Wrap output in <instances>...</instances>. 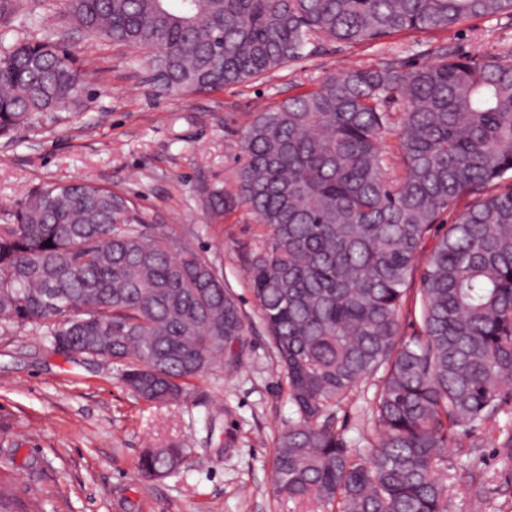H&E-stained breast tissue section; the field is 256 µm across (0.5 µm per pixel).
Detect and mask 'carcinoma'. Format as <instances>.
<instances>
[{
	"label": "carcinoma",
	"mask_w": 512,
	"mask_h": 512,
	"mask_svg": "<svg viewBox=\"0 0 512 512\" xmlns=\"http://www.w3.org/2000/svg\"><path fill=\"white\" fill-rule=\"evenodd\" d=\"M76 27L141 53L170 93L249 83L323 41L381 44L512 11V0H63ZM0 31V137L77 100L69 49ZM402 100L394 116L388 106ZM236 199L259 232L251 291L296 418L278 435V493L334 512H448L445 449L486 430L512 459V57L445 55L351 69L255 113ZM469 203L452 224L441 215ZM51 246H45V242ZM418 282L421 330L401 334ZM113 358L139 400H186L213 367L236 371L244 322L222 273L137 203L89 181L31 190L0 224V330ZM382 372L367 452L334 410ZM473 441L480 448L485 443ZM183 448L146 450V479ZM0 481V512L16 507Z\"/></svg>",
	"instance_id": "obj_1"
}]
</instances>
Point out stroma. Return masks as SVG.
<instances>
[{
  "label": "stroma",
  "instance_id": "stroma-1",
  "mask_svg": "<svg viewBox=\"0 0 512 512\" xmlns=\"http://www.w3.org/2000/svg\"><path fill=\"white\" fill-rule=\"evenodd\" d=\"M13 27L32 22L69 45L89 74L78 106L51 112L0 137V224L34 187L88 179L134 198L148 223L190 235L224 273L244 315L245 354L233 374L217 368L194 382L187 402L135 400L113 366L65 358L34 329L0 332V476L15 479L40 512H324L278 495L272 480L277 432L294 417L275 348L254 303L245 250L258 230L244 205L214 220L209 190L234 194L239 133L254 112L302 89L379 60L408 68L441 53L483 61L512 53V12L444 32L406 31L385 43H324L263 79L207 96L162 92L142 57L86 37L60 0H19ZM374 387L363 384L336 414L352 451L371 435ZM180 443L178 472L147 481L137 460ZM512 461L495 448H448L442 466L449 512H512Z\"/></svg>",
  "mask_w": 512,
  "mask_h": 512
}]
</instances>
